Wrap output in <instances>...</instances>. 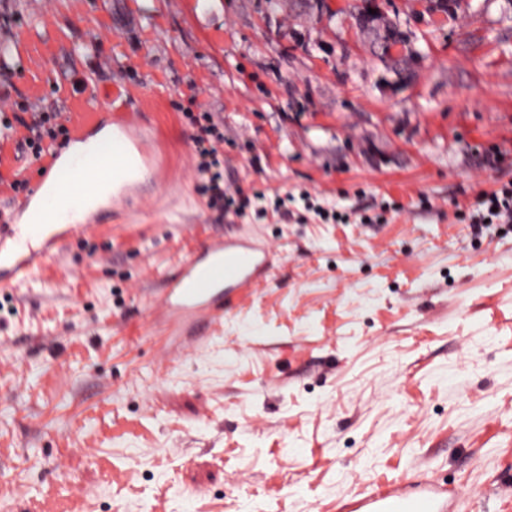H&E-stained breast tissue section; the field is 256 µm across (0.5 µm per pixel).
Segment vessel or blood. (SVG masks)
<instances>
[{
  "mask_svg": "<svg viewBox=\"0 0 512 512\" xmlns=\"http://www.w3.org/2000/svg\"><path fill=\"white\" fill-rule=\"evenodd\" d=\"M115 127L152 172L160 164L136 138L130 118L117 116ZM118 154L108 147L76 156L57 150L47 168L48 182L29 186L0 225V288L16 289L58 262L62 249L87 241L95 229L96 212H83L84 202L101 183L115 181ZM43 216L31 223L32 214ZM275 265L268 247L255 236L227 232L209 237L178 265L158 290L144 324L148 332L162 330L170 342L163 354L185 349L209 338L236 311V299L265 280ZM444 488L427 484L415 491L395 487L347 503V512H441Z\"/></svg>",
  "mask_w": 512,
  "mask_h": 512,
  "instance_id": "vessel-or-blood-1",
  "label": "vessel or blood"
}]
</instances>
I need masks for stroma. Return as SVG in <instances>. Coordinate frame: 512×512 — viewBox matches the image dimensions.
Here are the masks:
<instances>
[{
    "label": "stroma",
    "mask_w": 512,
    "mask_h": 512,
    "mask_svg": "<svg viewBox=\"0 0 512 512\" xmlns=\"http://www.w3.org/2000/svg\"><path fill=\"white\" fill-rule=\"evenodd\" d=\"M436 3L379 0L409 35L405 85L355 22L363 0H0V224L41 174L35 113L86 130L129 113L163 162L99 216L110 265L72 245L0 309L9 512L74 485L91 512H342L429 482L451 512H512V233L460 215L512 180V0ZM190 112L222 126L245 216L199 192ZM228 225L282 259L161 365L126 283L158 287Z\"/></svg>",
    "instance_id": "1"
}]
</instances>
